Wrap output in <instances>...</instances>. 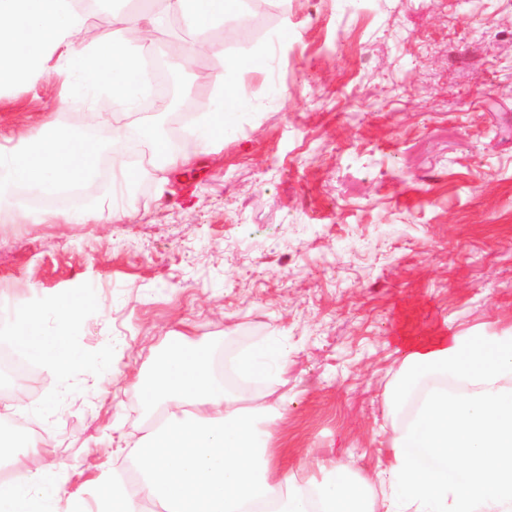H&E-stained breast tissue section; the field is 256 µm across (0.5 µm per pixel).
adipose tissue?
<instances>
[{
    "label": "adipose tissue",
    "mask_w": 512,
    "mask_h": 512,
    "mask_svg": "<svg viewBox=\"0 0 512 512\" xmlns=\"http://www.w3.org/2000/svg\"><path fill=\"white\" fill-rule=\"evenodd\" d=\"M100 13L122 35L86 47L79 37ZM241 18L238 0H0V87L51 77L62 85L45 123L0 138V214L14 224L123 223L135 216L130 192L163 196L169 168L238 138L250 111L238 88L248 76H263L266 102L279 101L272 73L283 29L230 56L204 106L175 96L180 73L150 42L180 44L189 61L204 42L243 41ZM94 301L90 284L33 303L0 299L10 318L0 340L57 380L47 405L14 397L35 433L11 459L20 480L0 481V512H140L142 501L164 512H512V328L400 337L401 367L385 392L395 444L374 487L338 461L306 485L282 467L270 427L281 417L272 397L288 383L286 335L171 332L134 378L148 425L132 439L113 421L111 465L69 492L64 466L33 468L28 457L48 450L38 429L48 406L70 397L72 373L109 375L125 352L116 341L92 356L80 343Z\"/></svg>",
    "instance_id": "ef3b65f1"
}]
</instances>
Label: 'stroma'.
Segmentation results:
<instances>
[{
	"label": "stroma",
	"mask_w": 512,
	"mask_h": 512,
	"mask_svg": "<svg viewBox=\"0 0 512 512\" xmlns=\"http://www.w3.org/2000/svg\"><path fill=\"white\" fill-rule=\"evenodd\" d=\"M267 29L287 26L280 100L257 103L239 138L169 173L162 198L133 195L124 223L0 226V292L31 299L95 284L88 352L126 345L113 374L79 377L49 409L71 486L107 465L101 431L117 410L139 433L128 387L173 330L208 339L278 330L295 350L275 445L298 484L318 463L373 480L393 453L384 392L398 336L444 327H512V0H257ZM232 50L207 46L186 74ZM57 81L0 90V132L35 127Z\"/></svg>",
	"instance_id": "35a3bbf8"
}]
</instances>
